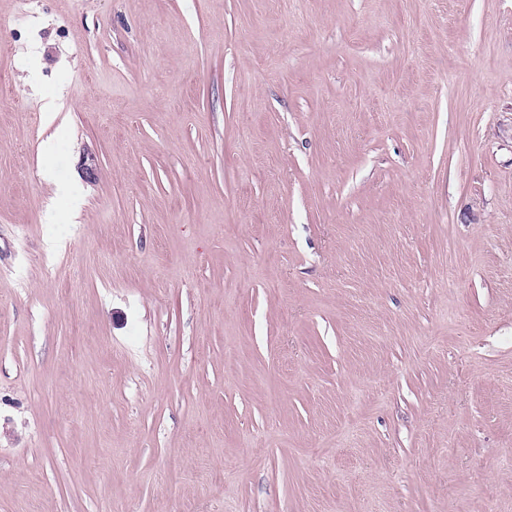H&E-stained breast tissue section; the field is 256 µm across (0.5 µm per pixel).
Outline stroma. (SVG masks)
Segmentation results:
<instances>
[{
	"instance_id": "stroma-1",
	"label": "stroma",
	"mask_w": 512,
	"mask_h": 512,
	"mask_svg": "<svg viewBox=\"0 0 512 512\" xmlns=\"http://www.w3.org/2000/svg\"><path fill=\"white\" fill-rule=\"evenodd\" d=\"M0 17V512H512V0Z\"/></svg>"
}]
</instances>
